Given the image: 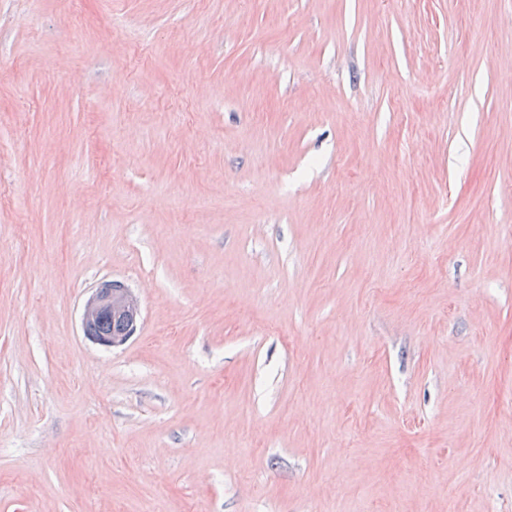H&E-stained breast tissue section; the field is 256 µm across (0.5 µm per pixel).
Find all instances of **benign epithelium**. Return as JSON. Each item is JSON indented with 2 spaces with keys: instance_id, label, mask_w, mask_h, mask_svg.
I'll return each mask as SVG.
<instances>
[{
  "instance_id": "7a95c632",
  "label": "benign epithelium",
  "mask_w": 512,
  "mask_h": 512,
  "mask_svg": "<svg viewBox=\"0 0 512 512\" xmlns=\"http://www.w3.org/2000/svg\"><path fill=\"white\" fill-rule=\"evenodd\" d=\"M119 317L125 323V331L120 336L112 333L91 334L86 333L87 338L93 343L105 347L116 348L125 345L136 335L141 321L140 301L135 293L128 287L110 289L97 287L86 300L83 313V328H88L92 323L102 317Z\"/></svg>"
}]
</instances>
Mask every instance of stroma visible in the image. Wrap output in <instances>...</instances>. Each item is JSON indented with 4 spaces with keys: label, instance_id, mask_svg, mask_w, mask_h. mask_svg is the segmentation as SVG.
Returning <instances> with one entry per match:
<instances>
[{
    "label": "stroma",
    "instance_id": "stroma-1",
    "mask_svg": "<svg viewBox=\"0 0 512 512\" xmlns=\"http://www.w3.org/2000/svg\"><path fill=\"white\" fill-rule=\"evenodd\" d=\"M0 512H512V0H0ZM110 283H112V288H102V285ZM102 285L93 289L92 294L86 300L82 313V325L85 335L93 343L105 348L120 347L135 336L140 327V301L137 295L125 285L123 288L113 289L118 287L116 281H105ZM112 316L121 318L125 323V331L120 336L114 335L122 331V324L114 320ZM102 317L109 318H103L91 325ZM88 327L94 333L109 332L111 329L112 332L91 334L88 332Z\"/></svg>",
    "mask_w": 512,
    "mask_h": 512
}]
</instances>
